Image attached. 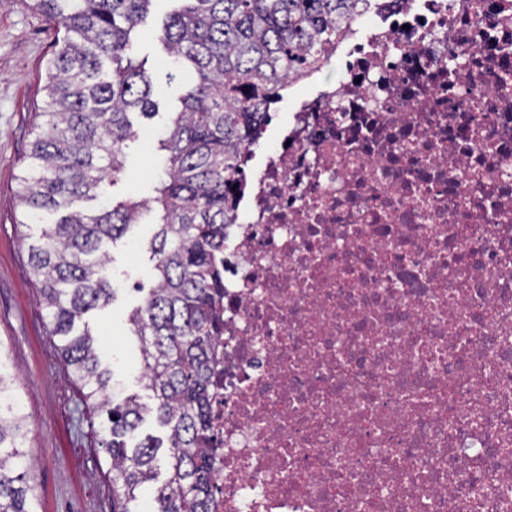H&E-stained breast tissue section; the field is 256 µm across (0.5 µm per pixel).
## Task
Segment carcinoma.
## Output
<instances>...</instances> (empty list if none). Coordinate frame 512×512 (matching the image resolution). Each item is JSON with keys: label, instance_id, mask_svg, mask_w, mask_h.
Listing matches in <instances>:
<instances>
[{"label": "carcinoma", "instance_id": "1", "mask_svg": "<svg viewBox=\"0 0 512 512\" xmlns=\"http://www.w3.org/2000/svg\"><path fill=\"white\" fill-rule=\"evenodd\" d=\"M31 2L56 29L61 48L48 65L43 125L17 177V198L28 220L61 213L43 229L42 243L30 247L29 263L61 358L106 413L112 512H140L132 504L141 486L158 480L163 447L167 477L152 512H210L215 485L204 442L214 432L211 352L220 336L230 176L240 149L258 142L262 119L288 78L318 66L336 31L369 0H176L179 7L166 17L159 35L166 77L185 71L190 80L160 139L166 179L152 199L154 283L129 315L141 377L153 392L149 410L134 396L114 401L101 348L76 322L115 300L106 246L148 208L129 199L87 212L82 203L98 199L124 171L125 150L137 139L130 114L159 112L153 76L134 55L153 0ZM1 400L19 402L0 347ZM146 411L168 428L167 439L148 435L131 446ZM25 428L21 410L0 408V512H35Z\"/></svg>", "mask_w": 512, "mask_h": 512}]
</instances>
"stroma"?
I'll return each mask as SVG.
<instances>
[{
    "instance_id": "stroma-1",
    "label": "stroma",
    "mask_w": 512,
    "mask_h": 512,
    "mask_svg": "<svg viewBox=\"0 0 512 512\" xmlns=\"http://www.w3.org/2000/svg\"><path fill=\"white\" fill-rule=\"evenodd\" d=\"M172 0H153L134 50L156 83L159 113L152 120L132 115L139 137L126 151L124 172L109 187L113 202L154 197L164 154L158 148L178 104L181 83L165 79L166 51L158 39ZM56 33L30 0L0 6V344L5 345L17 393L28 418L26 446L36 462L30 483L37 512H112V481L102 443L103 411L86 400V390L69 376L58 337L48 331V311L33 276L28 248L37 243L45 215L24 223L16 177L27 164L30 143L40 132L46 64L57 51ZM156 230L153 213L108 247L106 273L117 290L106 309L85 315L112 370L115 399L152 393L139 379L140 352L128 334L129 313L140 305L138 286H150L153 263L147 243Z\"/></svg>"
}]
</instances>
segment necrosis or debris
I'll list each match as a JSON object with an SVG mask.
<instances>
[{
	"label": "necrosis or debris",
	"instance_id": "4bbe7bcc",
	"mask_svg": "<svg viewBox=\"0 0 512 512\" xmlns=\"http://www.w3.org/2000/svg\"><path fill=\"white\" fill-rule=\"evenodd\" d=\"M371 11L241 153L211 512H512V0Z\"/></svg>",
	"mask_w": 512,
	"mask_h": 512
}]
</instances>
